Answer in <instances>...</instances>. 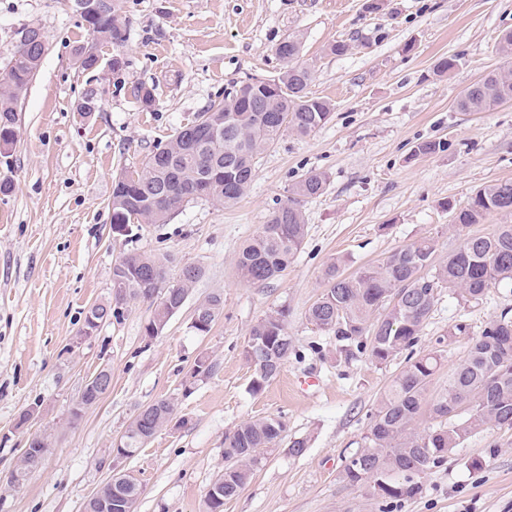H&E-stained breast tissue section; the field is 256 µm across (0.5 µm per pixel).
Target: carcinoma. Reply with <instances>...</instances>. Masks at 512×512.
<instances>
[{
	"instance_id": "carcinoma-1",
	"label": "carcinoma",
	"mask_w": 512,
	"mask_h": 512,
	"mask_svg": "<svg viewBox=\"0 0 512 512\" xmlns=\"http://www.w3.org/2000/svg\"><path fill=\"white\" fill-rule=\"evenodd\" d=\"M102 13L80 17L93 39L120 48L127 40L125 20L115 0H94ZM301 42L294 35L279 43L284 71L267 83L240 84V94L214 101L183 126L164 146L142 162L139 170L112 184V223H163L186 203L197 199L222 206L236 203L255 174L258 156L286 130L306 136L324 126L332 104L311 97L312 68L299 61ZM45 43L37 41L15 51L8 65L9 82L0 85V130L17 123L16 105L38 71ZM512 101V73L491 71L466 87L456 101L462 112H484ZM325 173L309 171L291 188L286 203L276 209L261 231L244 244L238 257L242 281L263 284L288 269L302 247L307 224L298 205L301 198L321 195ZM512 212V181L479 189L472 202L455 213V224H479L492 212ZM426 239L392 253L382 263L354 275L331 263L326 285L308 311V319L341 343L348 358L368 354L376 364L405 355V365L384 391L371 416L369 432L343 468L352 485L364 484L371 496L402 502L422 493V480L443 466L448 451L471 434L488 427L512 428V317L504 312L471 339L466 358L448 375V386L427 396L441 366L447 337L436 339L428 352H418V335L429 317L438 291L462 301L477 299L502 282H512V224H500L488 235L466 237L445 259L435 256ZM202 274L200 267H183L180 279L166 285V267L153 256L130 253L112 267L115 305H94L88 313L110 319L117 305L128 299L156 296L149 325L162 329L183 307L189 288ZM288 311L279 310L258 320L243 350L253 366L251 390L261 391L277 377L294 351L288 336ZM173 406L160 399L146 406L128 425L125 448L132 457L146 436L163 426ZM286 423L264 417L239 425L226 438L224 483L220 499L206 493L207 512H224V501L247 484L262 456L284 439ZM89 500L86 512H119L112 507L116 494Z\"/></svg>"
}]
</instances>
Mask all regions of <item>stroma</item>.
Masks as SVG:
<instances>
[{
	"label": "stroma",
	"mask_w": 512,
	"mask_h": 512,
	"mask_svg": "<svg viewBox=\"0 0 512 512\" xmlns=\"http://www.w3.org/2000/svg\"><path fill=\"white\" fill-rule=\"evenodd\" d=\"M127 23L126 65L83 69L75 50L90 40L67 0H0V70L17 30L37 23L46 51L17 104L15 142L0 150V512H82L113 474L132 475L141 494L134 512H206L205 494L224 471V440L241 423L282 417L289 438L307 448L267 452L224 512H512V430L490 427L453 449L425 478L421 496L389 504L342 477L362 446L370 415L403 357L385 364L346 359L334 336L311 324L309 308L325 287L332 260L352 274L398 249L433 240L438 255L470 235L512 224L493 212L460 229L458 209L480 187L512 180V102L461 112L459 94L491 71L512 70L498 46L512 29V0H116ZM301 42L311 65V96L330 101V120L307 136L284 132L257 160L254 180L233 206L184 204L136 236L111 230L112 183L138 170L226 89L272 78L284 62L277 44ZM342 41L344 55L329 54ZM454 56L458 67L438 74ZM150 88L153 106L135 96ZM99 111L77 104L87 91ZM440 151L419 155L424 141ZM326 173L322 195L305 199L307 235L295 261L266 284L238 276L246 241L287 201L307 171ZM141 252L166 259L177 280L184 265L201 267L183 309L157 336L145 328L154 305L128 300L119 318L91 338L80 333L88 309L112 299V267ZM218 294L224 308L209 332L190 326L196 306ZM288 312L295 353L262 391L250 390L253 368L242 350L256 321ZM512 310V284L476 300L440 293L419 334L418 350L448 339V354L429 392L439 393L465 358L472 337ZM468 335L451 336L456 323ZM214 364L191 378L199 355ZM112 372L110 390L80 416L71 409L86 378ZM315 386L298 391V380ZM169 400L173 423L136 456L115 444L150 403ZM51 447L24 483L11 484L29 438Z\"/></svg>",
	"instance_id": "obj_1"
}]
</instances>
